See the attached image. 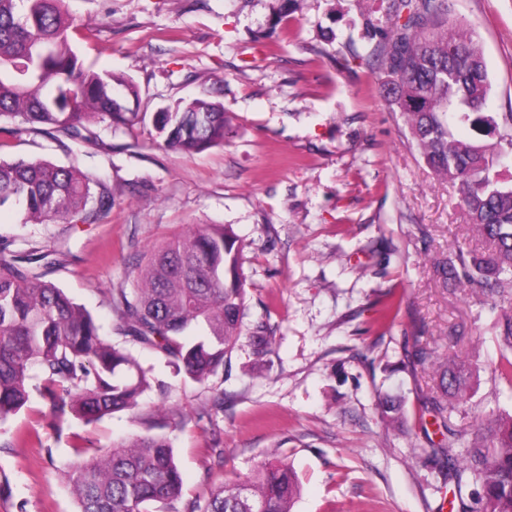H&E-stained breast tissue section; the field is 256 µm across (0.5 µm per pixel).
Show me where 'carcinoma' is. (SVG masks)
Masks as SVG:
<instances>
[{
	"instance_id": "obj_1",
	"label": "carcinoma",
	"mask_w": 512,
	"mask_h": 512,
	"mask_svg": "<svg viewBox=\"0 0 512 512\" xmlns=\"http://www.w3.org/2000/svg\"><path fill=\"white\" fill-rule=\"evenodd\" d=\"M78 32L67 0H0V119L16 121L15 131L45 125L88 142L97 138L93 118L117 126L139 120L129 107L138 100L132 80L85 65L72 44ZM361 38L380 50L381 88L404 116L420 158L451 182L485 244L480 253L436 261L443 284L473 290L493 306L512 304V175L501 170L512 155V113L486 110L491 84L472 31L450 20L448 0H387L385 24L365 15ZM153 121L174 150L197 153L224 143V112L205 98L163 108ZM453 124L476 137L455 138ZM98 184L74 164L0 160V207H18L25 224L93 223L112 205L94 194ZM239 253L229 224L197 228L153 253L132 294L112 300L125 337L195 381L214 374L240 336L246 291ZM39 261L33 254L0 256V421L28 404L36 376L59 422L72 415L93 424L135 410L151 388L149 370L100 335L93 317L62 289L41 280L31 268ZM193 326L203 333L190 340L184 332ZM491 330L500 348L493 379L512 388V313ZM414 358L438 379L421 410L445 430L433 461L456 489L468 479L480 485V512H512V414L485 418L470 432L454 428L451 414L468 398L470 377L455 359L425 347ZM377 407L391 423L401 418L396 396L379 395ZM67 484L76 512H292L299 492L292 467L280 462L184 503L171 444L149 435L73 465Z\"/></svg>"
}]
</instances>
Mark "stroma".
Returning a JSON list of instances; mask_svg holds the SVG:
<instances>
[{"instance_id":"35a3bbf8","label":"stroma","mask_w":512,"mask_h":512,"mask_svg":"<svg viewBox=\"0 0 512 512\" xmlns=\"http://www.w3.org/2000/svg\"><path fill=\"white\" fill-rule=\"evenodd\" d=\"M482 49L491 112H512V0H448ZM96 70L133 81L144 118L94 126L77 143L0 122V158L75 163L101 177L111 209L95 223H21L0 208V254H40L34 270L95 319L154 377L132 412L57 425L39 395L0 422V512H75L65 472L81 455L137 435L167 438L183 498L287 461L293 512H477L479 485H448L430 450L437 423L417 416L433 387L408 367L416 347L458 355L478 374L451 417L459 429L512 414L494 385L497 313L444 287L434 262L483 251L452 186L420 158L378 86L380 59L361 37L384 0H68ZM203 97L228 123L223 145L164 146L152 115ZM199 224L232 225L246 288L241 336L223 367L196 382L126 338L112 298L131 291L152 253ZM395 291L394 319L377 300ZM263 329L271 351L257 355ZM399 393L390 425L376 403Z\"/></svg>"}]
</instances>
